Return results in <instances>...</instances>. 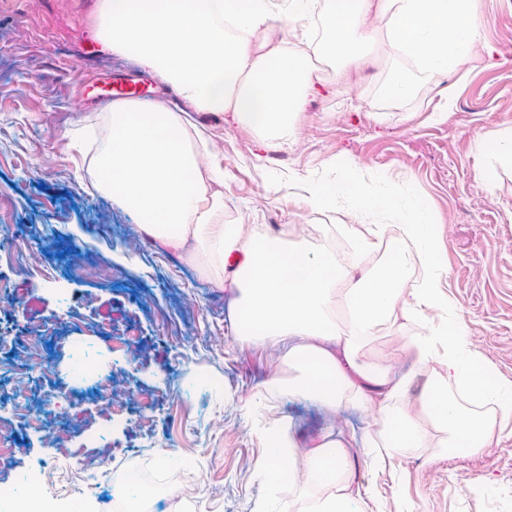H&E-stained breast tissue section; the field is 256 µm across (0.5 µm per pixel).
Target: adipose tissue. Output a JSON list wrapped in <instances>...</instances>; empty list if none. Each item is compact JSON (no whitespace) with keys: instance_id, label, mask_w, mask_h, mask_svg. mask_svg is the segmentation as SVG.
<instances>
[{"instance_id":"ef3b65f1","label":"adipose tissue","mask_w":512,"mask_h":512,"mask_svg":"<svg viewBox=\"0 0 512 512\" xmlns=\"http://www.w3.org/2000/svg\"><path fill=\"white\" fill-rule=\"evenodd\" d=\"M306 17L294 7L284 18L294 25ZM284 18L272 0H102L97 38L103 50L134 57L196 111L231 113L279 145L298 138L299 116L321 86L319 64L340 80L379 67V92L388 99L442 88L446 112L454 106L453 89L441 87V78L465 75L478 52H494L477 0H326L324 36L308 54L274 42ZM189 127L182 113L157 103H113L111 135L95 158L98 189L134 212L165 247L193 243L216 268L242 255L232 270L245 315L235 333L279 351L286 371L268 381L273 398L372 414L362 438L326 433L301 456L289 424L272 420L260 431L266 480H285L306 493L304 512H356L358 501H382L379 479L402 452L463 447L476 453L488 444L495 419L465 408L486 401L487 384L461 377L468 342L457 320L406 338L407 371L370 351L385 325L450 311L436 275L411 284L407 258L395 248L376 269L352 277L359 259L377 249L379 226L358 236L344 261L268 232L242 245L240 225L222 219L223 196L208 189L219 170L191 147ZM435 360L440 371L417 404L408 405L418 370ZM453 384L464 400L449 398ZM359 453L371 475L365 483L353 478Z\"/></svg>"}]
</instances>
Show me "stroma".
Segmentation results:
<instances>
[{
    "mask_svg": "<svg viewBox=\"0 0 512 512\" xmlns=\"http://www.w3.org/2000/svg\"><path fill=\"white\" fill-rule=\"evenodd\" d=\"M100 4L0 0V327L10 333L0 349V426L20 447L0 461V490L38 470L44 512H66L73 489L85 512H113L119 476L143 463L160 471L173 449L193 461L184 476L192 494L172 504L146 480L139 512H301L298 491L261 475L255 424L286 417L303 451L329 430L362 435L371 417L272 400L266 383L278 354L234 334L230 279L161 246L96 189L92 154L110 110L98 89L140 70L102 52L94 38ZM478 8L496 56L474 59L448 112L434 91L379 99L377 68L340 83L325 66L327 88L307 103L287 148L231 114L195 111L158 76L146 99L186 113L205 133L224 177L210 188L224 195L225 223L245 231L270 225L290 242L344 256L364 225H384V239L396 238L388 213L351 198L353 173L393 192L399 214L433 227L438 283L466 327L475 373L512 383V168L476 144L512 133V0H478ZM324 185L335 187V199L314 207L309 195ZM444 322L433 310L403 330L385 327L371 350L407 369L402 336ZM130 329L139 340L124 359L113 347ZM86 353L125 394L122 416L113 417L96 386L63 388ZM380 482L385 512H512V413L498 415L480 452L410 450Z\"/></svg>",
    "mask_w": 512,
    "mask_h": 512,
    "instance_id": "1",
    "label": "stroma"
}]
</instances>
